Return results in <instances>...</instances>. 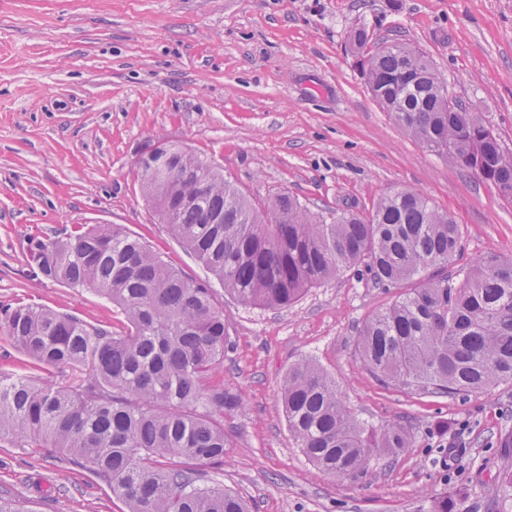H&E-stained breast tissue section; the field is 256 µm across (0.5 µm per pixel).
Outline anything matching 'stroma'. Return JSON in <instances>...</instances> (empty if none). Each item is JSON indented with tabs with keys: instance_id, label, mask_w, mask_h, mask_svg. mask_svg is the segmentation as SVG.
Segmentation results:
<instances>
[{
	"instance_id": "35a3bbf8",
	"label": "stroma",
	"mask_w": 512,
	"mask_h": 512,
	"mask_svg": "<svg viewBox=\"0 0 512 512\" xmlns=\"http://www.w3.org/2000/svg\"><path fill=\"white\" fill-rule=\"evenodd\" d=\"M427 55L451 97L512 149V0H0V306L34 303L121 331L97 295L37 276L32 235L119 224L188 280L201 263L160 224L139 159L163 139L201 155L243 193L300 200L312 213L365 212L414 188L463 230L449 269L512 258V201L424 148L372 97L350 33ZM352 271L281 309L214 287L230 347L221 469L204 468L254 512H426L449 486L483 499L512 471V382L466 397L385 383L356 352L358 331L398 296ZM309 357L350 409L398 423L413 445L357 478L319 472L288 430L279 391ZM0 494L21 512H127L88 464L0 443Z\"/></svg>"
}]
</instances>
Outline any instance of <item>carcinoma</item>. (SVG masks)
Instances as JSON below:
<instances>
[{
	"instance_id": "1",
	"label": "carcinoma",
	"mask_w": 512,
	"mask_h": 512,
	"mask_svg": "<svg viewBox=\"0 0 512 512\" xmlns=\"http://www.w3.org/2000/svg\"><path fill=\"white\" fill-rule=\"evenodd\" d=\"M367 28L350 35L373 97L414 139L472 170L512 200V150L482 118L448 97L447 77L400 42L370 47ZM417 53L425 78L404 73L402 52ZM177 169L158 185L163 158H141L142 189L160 222L224 288L248 306L283 308L310 288L354 270L374 288L418 286L359 331L363 365L385 383L455 397L512 381V259L487 256L436 278L461 247L463 232L423 193L379 197L368 213L332 222L286 194L257 205L204 158L167 145ZM224 214V223L207 216ZM26 258L44 279L89 290L121 311L125 327L91 324L24 304L0 308V340L23 356L0 372V441L53 448L87 462L122 497L128 512H250L232 490L202 483L198 467L224 465V416L242 409L224 388L230 341L210 285L187 280L118 224L80 227L62 238L29 237ZM89 366L76 385L37 373ZM288 430L308 460L338 480L354 479L413 445L410 433L358 419L314 360L288 367L280 387ZM428 512H477L454 486Z\"/></svg>"
}]
</instances>
